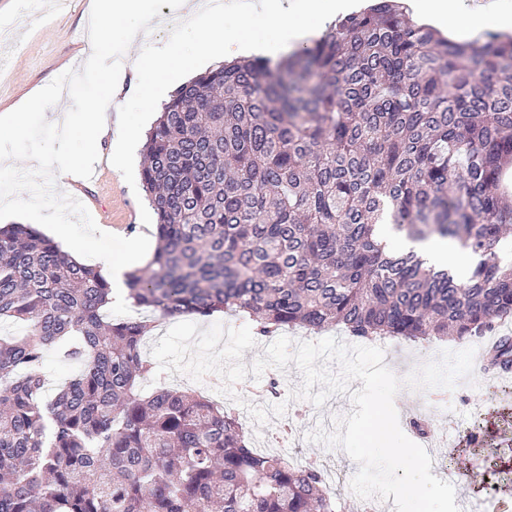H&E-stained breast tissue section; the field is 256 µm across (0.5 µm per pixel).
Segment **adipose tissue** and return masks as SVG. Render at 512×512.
<instances>
[{
  "label": "adipose tissue",
  "mask_w": 512,
  "mask_h": 512,
  "mask_svg": "<svg viewBox=\"0 0 512 512\" xmlns=\"http://www.w3.org/2000/svg\"><path fill=\"white\" fill-rule=\"evenodd\" d=\"M357 0H168L172 15H190L187 29L195 50L186 54L177 46L157 50L137 64L135 94L150 102L165 94L171 75L213 65L239 53L278 56L285 50L309 44L337 16L352 11ZM417 13L440 27L453 28L463 36L478 35L501 25H512V0H417ZM94 55L107 52V36L116 24H123L128 38L138 35L146 17L140 0H95ZM111 99H98L93 109L67 121L66 133L96 142L109 128Z\"/></svg>",
  "instance_id": "ef3b65f1"
}]
</instances>
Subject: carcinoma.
I'll use <instances>...</instances> for the list:
<instances>
[{"instance_id": "1", "label": "carcinoma", "mask_w": 512, "mask_h": 512, "mask_svg": "<svg viewBox=\"0 0 512 512\" xmlns=\"http://www.w3.org/2000/svg\"><path fill=\"white\" fill-rule=\"evenodd\" d=\"M512 36L457 43L374 0L273 65L214 67L149 130L150 265L108 281L28 224L0 226V512H340L319 469L257 452L236 417L142 385L154 317L232 313L267 336L341 326L360 339L465 342L512 317ZM450 240L448 266L388 246ZM51 349L80 364L49 394ZM388 242L391 246L400 249L414 248L416 251L424 253L428 259L435 263H448V268L459 276L467 272V270L472 266L474 259L473 256L466 255L460 251L449 252L447 249L438 245L413 243L394 234L388 237Z\"/></svg>"}]
</instances>
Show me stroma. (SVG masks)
<instances>
[{
    "instance_id": "obj_1",
    "label": "stroma",
    "mask_w": 512,
    "mask_h": 512,
    "mask_svg": "<svg viewBox=\"0 0 512 512\" xmlns=\"http://www.w3.org/2000/svg\"><path fill=\"white\" fill-rule=\"evenodd\" d=\"M92 3L70 0L66 9L48 12L32 9L30 0H0V115L13 111L25 95L41 90L63 70L79 68L76 50L90 27ZM122 134V129L112 128L96 148L91 168L97 177L87 184L92 199L87 209L97 224L111 226L113 234L150 236L156 216L146 200L141 172L119 169L111 157V144ZM378 346L386 366L403 378L458 344L438 339L418 344L382 340ZM273 379L285 396L302 383L300 371L291 363L283 370L268 368L258 379L247 377L234 390L248 404L267 406L271 400L264 391ZM290 405L302 420L295 449L298 461L329 457L346 477H353L358 465L341 448L308 439L316 419L331 421L351 412L348 394L332 396L320 407L304 399H291ZM395 407L407 437L415 435L412 419L427 421L432 451L445 456L461 491L493 498L498 512H512V374H496L478 358L472 379L459 380L445 399L405 386L395 397Z\"/></svg>"
}]
</instances>
